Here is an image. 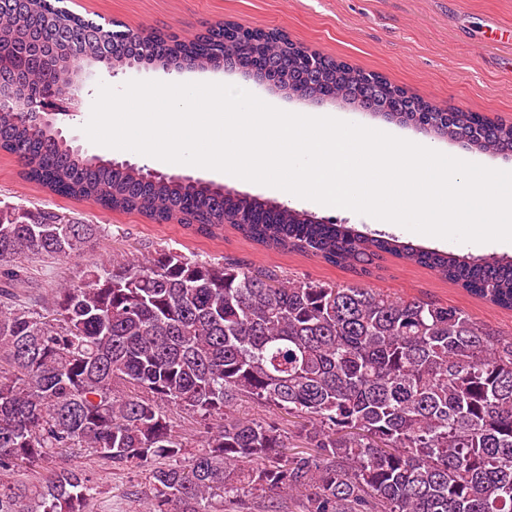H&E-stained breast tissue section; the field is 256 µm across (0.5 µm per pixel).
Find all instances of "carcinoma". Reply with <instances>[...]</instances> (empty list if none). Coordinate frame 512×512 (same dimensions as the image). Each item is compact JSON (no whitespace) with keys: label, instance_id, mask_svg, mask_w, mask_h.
Listing matches in <instances>:
<instances>
[{"label":"carcinoma","instance_id":"carcinoma-1","mask_svg":"<svg viewBox=\"0 0 512 512\" xmlns=\"http://www.w3.org/2000/svg\"><path fill=\"white\" fill-rule=\"evenodd\" d=\"M228 28L143 42L66 0H0V80L45 76L65 93L71 54L105 56L115 70L143 58L236 68L257 55L268 65L255 75L300 99L330 88L336 103L480 152H512V123L438 112L349 63L323 57L309 68L281 33L251 44ZM23 109L0 103V150L55 194L205 234L229 225L268 250L360 276L390 254L512 309V260L424 249L212 183L153 177L88 154ZM99 232L43 209H0V512H88L96 488L82 465L13 478L61 448L146 469L145 512H222L215 504L265 490L299 512H512V332L356 280L280 278L172 249L96 265L39 309L17 299L19 259L69 257ZM243 398L307 418V450L289 451L293 436L262 419L234 416ZM171 405L208 425L192 452L174 434Z\"/></svg>","mask_w":512,"mask_h":512}]
</instances>
